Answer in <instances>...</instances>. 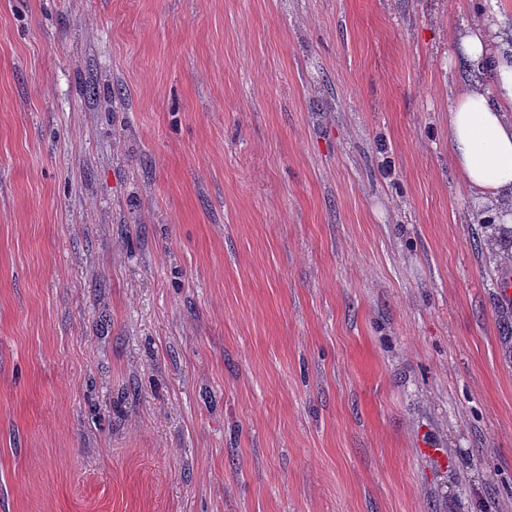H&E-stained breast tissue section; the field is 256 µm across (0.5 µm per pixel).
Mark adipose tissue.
<instances>
[{
	"instance_id": "1",
	"label": "adipose tissue",
	"mask_w": 512,
	"mask_h": 512,
	"mask_svg": "<svg viewBox=\"0 0 512 512\" xmlns=\"http://www.w3.org/2000/svg\"><path fill=\"white\" fill-rule=\"evenodd\" d=\"M448 92V153L485 222L512 221V22L489 4L462 20Z\"/></svg>"
}]
</instances>
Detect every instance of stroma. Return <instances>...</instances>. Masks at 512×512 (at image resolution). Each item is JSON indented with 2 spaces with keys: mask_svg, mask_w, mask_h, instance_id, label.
Wrapping results in <instances>:
<instances>
[{
  "mask_svg": "<svg viewBox=\"0 0 512 512\" xmlns=\"http://www.w3.org/2000/svg\"><path fill=\"white\" fill-rule=\"evenodd\" d=\"M471 6L0 0V512H512Z\"/></svg>",
  "mask_w": 512,
  "mask_h": 512,
  "instance_id": "1",
  "label": "stroma"
}]
</instances>
